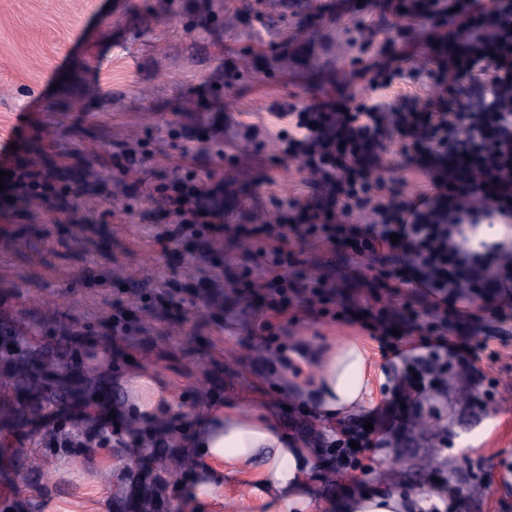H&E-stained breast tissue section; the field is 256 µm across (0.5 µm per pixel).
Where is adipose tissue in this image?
I'll return each instance as SVG.
<instances>
[{"instance_id": "ef3b65f1", "label": "adipose tissue", "mask_w": 512, "mask_h": 512, "mask_svg": "<svg viewBox=\"0 0 512 512\" xmlns=\"http://www.w3.org/2000/svg\"><path fill=\"white\" fill-rule=\"evenodd\" d=\"M275 371L297 381L306 402L331 418L350 413L362 401L369 388L371 364L362 342L345 336L283 348ZM191 446L204 462L201 494L211 493V478L218 469L249 467L262 454L266 461L261 481L278 494L279 512L307 508L304 489L314 456L265 411L231 407L209 411L199 420Z\"/></svg>"}]
</instances>
